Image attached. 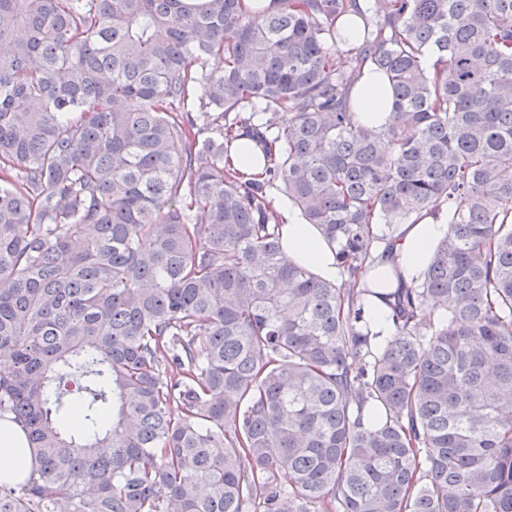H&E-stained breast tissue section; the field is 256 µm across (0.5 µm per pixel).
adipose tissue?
Instances as JSON below:
<instances>
[{
    "mask_svg": "<svg viewBox=\"0 0 512 512\" xmlns=\"http://www.w3.org/2000/svg\"><path fill=\"white\" fill-rule=\"evenodd\" d=\"M361 122L384 125L391 121L390 92L382 76L365 70L353 89ZM280 237L289 259L306 266L328 281L340 277L335 248L315 225L305 223L298 209L288 201L277 204ZM448 233L445 217L424 216L417 223L405 224L393 244V251L362 273V282H382L387 290L410 286L428 263L439 240ZM27 439L9 418L0 419V485L20 487L28 475Z\"/></svg>",
    "mask_w": 512,
    "mask_h": 512,
    "instance_id": "adipose-tissue-1",
    "label": "adipose tissue"
}]
</instances>
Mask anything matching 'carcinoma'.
<instances>
[{"mask_svg":"<svg viewBox=\"0 0 512 512\" xmlns=\"http://www.w3.org/2000/svg\"><path fill=\"white\" fill-rule=\"evenodd\" d=\"M281 2L0 0V413L33 452L0 512H512V0ZM445 209L378 347L360 272ZM360 121L385 125L392 120L390 91L383 77L375 70L366 69L353 89ZM241 146L230 154L233 167L246 177H254L262 172L263 160L260 153L252 151V143L247 138L238 140ZM267 197L279 218L280 237L288 258L306 266L323 279L336 282L341 269L336 262V246L329 244L314 224H305L298 209L276 189H267ZM277 205V206H276Z\"/></svg>","mask_w":512,"mask_h":512,"instance_id":"obj_1","label":"carcinoma"}]
</instances>
